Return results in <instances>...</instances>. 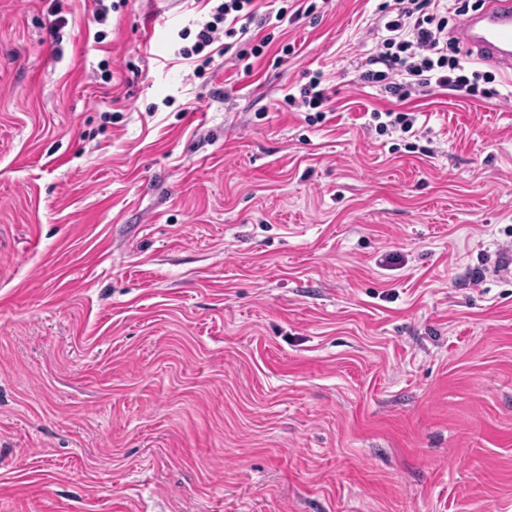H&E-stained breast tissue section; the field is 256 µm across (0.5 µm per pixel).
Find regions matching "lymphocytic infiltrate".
Here are the masks:
<instances>
[{"instance_id": "f902f5d3", "label": "lymphocytic infiltrate", "mask_w": 512, "mask_h": 512, "mask_svg": "<svg viewBox=\"0 0 512 512\" xmlns=\"http://www.w3.org/2000/svg\"><path fill=\"white\" fill-rule=\"evenodd\" d=\"M474 8L473 0H390L377 20L380 36L375 51L357 65L359 84L379 88L398 102L432 86L471 97L490 95L489 75L466 70L452 34ZM316 10L313 2L294 10L274 6L264 11L257 0H217L210 20L182 54L187 59L199 57L193 71L198 77L212 63L214 52L231 51L236 43L240 49L235 52L234 65L248 74L254 60L269 51L273 30L300 23ZM328 100L319 72L313 73L297 93L284 96L289 107L309 111L313 124L326 120Z\"/></svg>"}]
</instances>
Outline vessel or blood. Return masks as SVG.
I'll list each match as a JSON object with an SVG mask.
<instances>
[{"label": "vessel or blood", "mask_w": 512, "mask_h": 512, "mask_svg": "<svg viewBox=\"0 0 512 512\" xmlns=\"http://www.w3.org/2000/svg\"><path fill=\"white\" fill-rule=\"evenodd\" d=\"M468 52L503 70H512V0H485L455 33Z\"/></svg>", "instance_id": "obj_1"}]
</instances>
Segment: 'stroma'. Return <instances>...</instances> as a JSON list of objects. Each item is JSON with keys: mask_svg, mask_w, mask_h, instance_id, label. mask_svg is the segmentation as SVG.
Wrapping results in <instances>:
<instances>
[{"mask_svg": "<svg viewBox=\"0 0 512 512\" xmlns=\"http://www.w3.org/2000/svg\"><path fill=\"white\" fill-rule=\"evenodd\" d=\"M380 2L197 78L205 0H0V512H512V74L408 152ZM310 76V75H309ZM299 95L288 92L285 94L283 101L298 112L315 111L313 115L308 114L305 120L310 123H319L327 119V102L330 101L327 88L323 86V73L315 72L309 80L301 85L298 89ZM370 114L369 127L374 125L378 135H388L393 132L408 134V137H417V130L414 129L417 117L411 112L395 111L388 109L385 112L373 110Z\"/></svg>", "mask_w": 512, "mask_h": 512, "instance_id": "obj_1", "label": "stroma"}]
</instances>
